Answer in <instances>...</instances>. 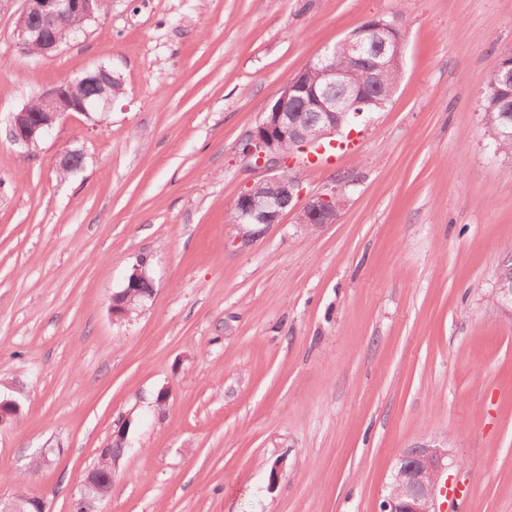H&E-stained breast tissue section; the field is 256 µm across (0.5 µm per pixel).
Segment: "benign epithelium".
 <instances>
[{
  "label": "benign epithelium",
  "instance_id": "benign-epithelium-1",
  "mask_svg": "<svg viewBox=\"0 0 512 512\" xmlns=\"http://www.w3.org/2000/svg\"><path fill=\"white\" fill-rule=\"evenodd\" d=\"M94 19L93 0H25V8L16 25L18 44L23 50L33 48L37 55L47 56L60 48L58 34L66 32L74 38L84 30L85 23ZM403 44L404 37L394 25L375 20L340 41L348 56L349 68H336L327 52L319 57L317 67L321 83L312 95H306L307 84L299 74L282 87L257 127L240 142L241 153L268 172V176L259 180L268 191L257 195L253 186L246 187L235 204L239 220L270 226L279 223L283 213L290 208L299 210L300 223L307 226L336 223L345 204L342 188L334 186L301 200L300 182L284 173L290 168L292 157L281 151V145L292 142L306 146L328 138L338 130V117L349 124L356 122L364 114L367 96L360 88L351 85L350 73L365 70L370 54L386 58L397 53ZM117 80L119 77L112 69L99 66L40 92L38 108L26 104L12 113V142L27 147L38 143L70 112L88 115L109 111L114 102L112 82ZM88 86L95 89L92 97L80 94V90ZM305 112L322 115L323 125L307 124L303 120ZM142 280L147 281L149 277L144 267L137 265L121 294L112 297L113 318H128L125 304L118 299L130 301L139 295L137 285ZM496 294L500 309L512 315V285L498 282ZM449 459L451 450L448 446L434 441L404 449L386 486L381 512H436L440 480L448 469ZM0 512H46V506L34 497L14 496L8 500L0 498Z\"/></svg>",
  "mask_w": 512,
  "mask_h": 512
}]
</instances>
